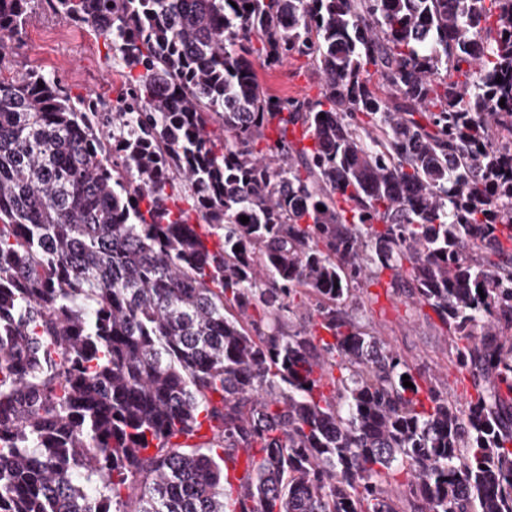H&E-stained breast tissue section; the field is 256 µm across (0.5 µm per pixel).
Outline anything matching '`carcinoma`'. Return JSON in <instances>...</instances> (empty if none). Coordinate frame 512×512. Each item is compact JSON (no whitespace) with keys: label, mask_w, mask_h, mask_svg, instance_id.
<instances>
[{"label":"carcinoma","mask_w":512,"mask_h":512,"mask_svg":"<svg viewBox=\"0 0 512 512\" xmlns=\"http://www.w3.org/2000/svg\"><path fill=\"white\" fill-rule=\"evenodd\" d=\"M44 2L125 87L3 75L0 0V512H512V0ZM386 271L463 402L356 322ZM256 74L265 90L282 98L315 100L322 89L321 76L306 57H296L273 70L257 65Z\"/></svg>","instance_id":"carcinoma-1"}]
</instances>
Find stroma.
Masks as SVG:
<instances>
[{"instance_id": "1", "label": "stroma", "mask_w": 512, "mask_h": 512, "mask_svg": "<svg viewBox=\"0 0 512 512\" xmlns=\"http://www.w3.org/2000/svg\"><path fill=\"white\" fill-rule=\"evenodd\" d=\"M14 69H37L54 76L71 96H92L108 106L106 85L124 83L112 66L102 36L91 25L57 15L36 5L20 40L12 42L8 55ZM265 90L284 98L317 99L322 79L307 58L297 57L273 70L257 68ZM373 301L355 313L368 332L380 336L414 364L417 372L436 379L449 396L464 399L471 391L467 374L454 363V344L433 310L412 302L407 295L393 297L384 288H368Z\"/></svg>"}]
</instances>
